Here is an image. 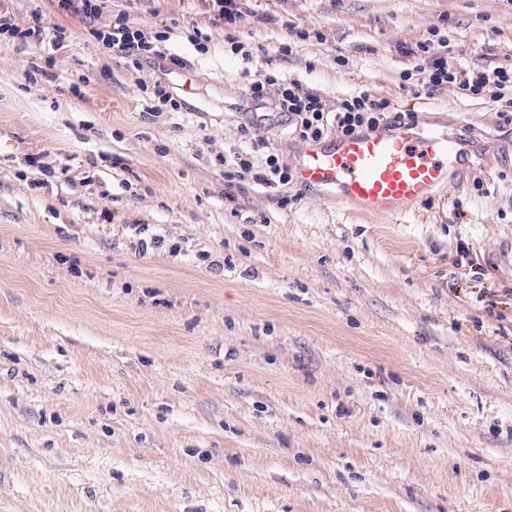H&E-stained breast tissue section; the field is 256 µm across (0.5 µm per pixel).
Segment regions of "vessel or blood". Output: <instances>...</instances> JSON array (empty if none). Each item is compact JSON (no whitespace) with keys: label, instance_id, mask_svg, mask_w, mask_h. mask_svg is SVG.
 Instances as JSON below:
<instances>
[{"label":"vessel or blood","instance_id":"b4317fda","mask_svg":"<svg viewBox=\"0 0 512 512\" xmlns=\"http://www.w3.org/2000/svg\"><path fill=\"white\" fill-rule=\"evenodd\" d=\"M468 157L467 144L406 119L387 132L305 144L295 176L361 212L406 213L463 182Z\"/></svg>","mask_w":512,"mask_h":512}]
</instances>
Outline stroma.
I'll use <instances>...</instances> for the list:
<instances>
[{"mask_svg": "<svg viewBox=\"0 0 512 512\" xmlns=\"http://www.w3.org/2000/svg\"><path fill=\"white\" fill-rule=\"evenodd\" d=\"M109 5L167 57L0 0L44 18L0 36V512H512V123L406 54L512 65V0H243L237 50L211 0ZM273 72L331 112L425 105L472 146L463 184L367 215L233 178L252 143L302 147L244 123ZM157 83L181 111L149 114ZM90 33L103 53L119 52L134 67L152 56L162 58L166 54L162 43L168 41L171 34L168 29L154 36L146 34L133 25L125 10H113L109 24L103 29H92ZM33 25L27 29L21 30L15 27L6 16H0V35L8 34L10 37L26 42L33 36L40 35L43 28V15L39 12H35L32 15Z\"/></svg>", "mask_w": 512, "mask_h": 512, "instance_id": "stroma-1", "label": "stroma"}]
</instances>
